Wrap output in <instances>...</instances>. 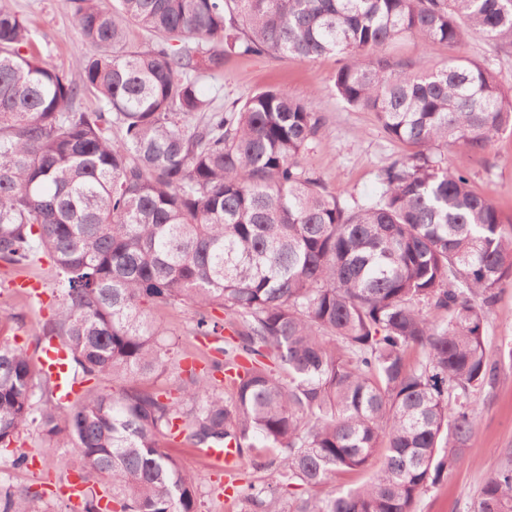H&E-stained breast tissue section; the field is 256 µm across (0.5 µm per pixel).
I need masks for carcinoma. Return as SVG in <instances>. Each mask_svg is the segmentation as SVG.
Masks as SVG:
<instances>
[{
  "label": "carcinoma",
  "instance_id": "cac0c4a2",
  "mask_svg": "<svg viewBox=\"0 0 512 512\" xmlns=\"http://www.w3.org/2000/svg\"><path fill=\"white\" fill-rule=\"evenodd\" d=\"M72 25L78 81L0 0V261L52 260L61 298L39 335L94 385L59 401L1 320L0 449L32 431L46 453L70 444L106 486L87 487L84 512H199L164 451L178 437L265 450L253 466L278 481L231 486L234 512H416L461 462L471 397L497 380L485 322L512 287V226L445 152L512 130V91L463 56L418 73L385 49L478 32L507 50L512 0H72ZM132 26L148 42L128 43ZM226 52L341 57L336 95L407 148L377 200L352 207L303 167L324 126L307 101L203 96ZM88 94L104 107L76 109ZM159 305L185 307L196 336L230 331L224 362L184 370L177 398L144 384L175 354ZM378 454L370 482L315 494ZM38 499L0 484V512ZM471 512H512V460Z\"/></svg>",
  "mask_w": 512,
  "mask_h": 512
}]
</instances>
